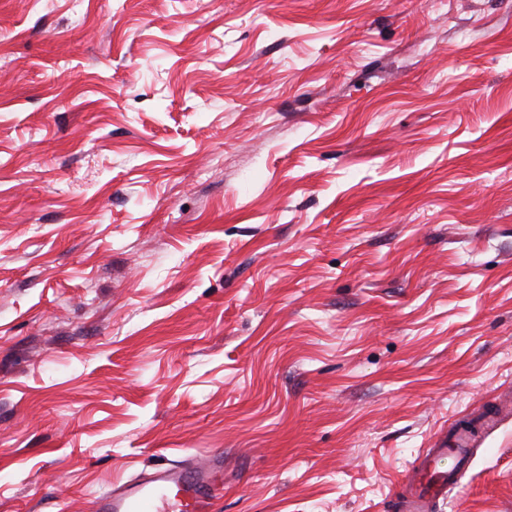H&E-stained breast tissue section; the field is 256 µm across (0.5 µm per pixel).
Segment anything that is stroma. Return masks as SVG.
Returning <instances> with one entry per match:
<instances>
[{"mask_svg":"<svg viewBox=\"0 0 512 512\" xmlns=\"http://www.w3.org/2000/svg\"><path fill=\"white\" fill-rule=\"evenodd\" d=\"M512 395V0H0V512L224 454L395 512ZM435 512H512V419ZM496 420L490 417H474L468 424L455 430L447 440L443 436L434 443L401 479V491L397 495L399 512H429L432 506L444 501L459 483V473L455 470L438 471L437 463L448 455L466 463L471 458L481 435L492 428Z\"/></svg>","mask_w":512,"mask_h":512,"instance_id":"stroma-1","label":"stroma"}]
</instances>
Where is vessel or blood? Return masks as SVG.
Segmentation results:
<instances>
[{
	"label": "vessel or blood",
	"mask_w": 512,
	"mask_h": 512,
	"mask_svg": "<svg viewBox=\"0 0 512 512\" xmlns=\"http://www.w3.org/2000/svg\"><path fill=\"white\" fill-rule=\"evenodd\" d=\"M495 424L490 417H474L452 435L428 448L406 472L397 496L399 512H430L459 483L457 471L437 470V463L454 456L465 463L481 435ZM224 488V456L212 454L190 467L173 464L113 485L88 502V512H214Z\"/></svg>",
	"instance_id": "1"
}]
</instances>
